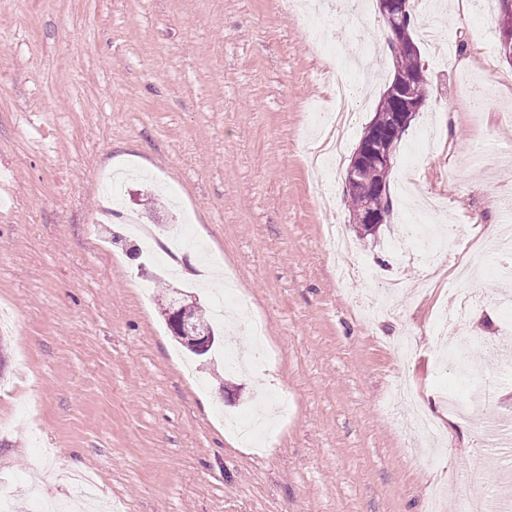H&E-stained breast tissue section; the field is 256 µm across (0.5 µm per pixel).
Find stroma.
I'll use <instances>...</instances> for the list:
<instances>
[{
  "instance_id": "35a3bbf8",
  "label": "stroma",
  "mask_w": 512,
  "mask_h": 512,
  "mask_svg": "<svg viewBox=\"0 0 512 512\" xmlns=\"http://www.w3.org/2000/svg\"><path fill=\"white\" fill-rule=\"evenodd\" d=\"M446 29L453 59L441 67L421 45L427 96L395 152L393 198L414 147L423 194L442 196L435 225L501 224L512 168L476 164V142L512 143L501 106L512 103V64L498 26L470 33L472 12L426 16ZM378 0L364 16L325 11L323 34L357 45L384 34ZM349 90L347 152H354L391 77L380 46ZM302 20L276 0H0V306L11 310L9 367L0 380V483L14 502L61 501L64 473H90L99 512H464L454 482L512 512V447L481 444L487 417L512 422V311L495 274L476 284L485 301L466 336L495 348L493 390L475 417L452 414L468 380L451 354L435 361L434 322L453 294L468 247L438 240L436 266L407 238L402 207L360 235L344 169L317 185L311 159L321 132L309 114L332 94ZM485 78L470 118L460 72ZM134 169L124 205L103 184ZM354 242L373 281L341 283L324 238L331 220ZM191 222L209 261L231 272L252 301L272 349L256 371H230L223 351L193 358L161 315L170 289L208 305L196 255L174 259L178 279L156 275L169 228ZM420 352L399 360L394 338ZM415 405L401 403L400 385ZM276 391L283 425L272 448H246L223 417L266 414ZM434 421L431 447L405 431L413 407Z\"/></svg>"
}]
</instances>
